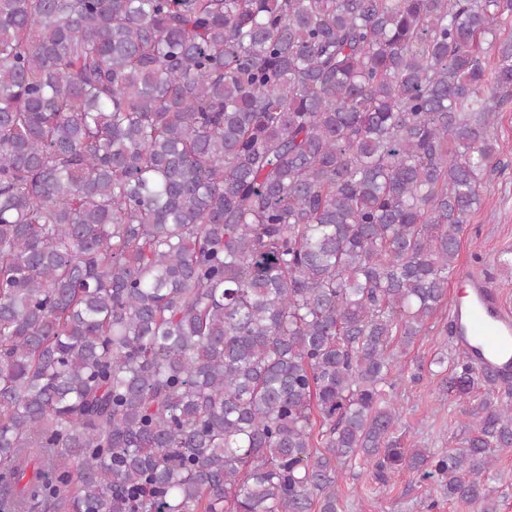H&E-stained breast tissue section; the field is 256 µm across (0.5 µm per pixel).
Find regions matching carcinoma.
<instances>
[{"instance_id":"carcinoma-1","label":"carcinoma","mask_w":512,"mask_h":512,"mask_svg":"<svg viewBox=\"0 0 512 512\" xmlns=\"http://www.w3.org/2000/svg\"><path fill=\"white\" fill-rule=\"evenodd\" d=\"M511 105L512 0H0V512H497L512 394L406 450L397 365ZM341 512H426L424 500L430 494L438 500L433 512H470L460 501H448V493L438 481H423L407 467L399 468L386 485L379 482L372 470L356 467L343 470Z\"/></svg>"}]
</instances>
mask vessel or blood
Segmentation results:
<instances>
[{"mask_svg":"<svg viewBox=\"0 0 512 512\" xmlns=\"http://www.w3.org/2000/svg\"><path fill=\"white\" fill-rule=\"evenodd\" d=\"M474 301L467 313L462 346L479 345L482 364L503 375L512 374V314L499 309L487 281L473 280Z\"/></svg>","mask_w":512,"mask_h":512,"instance_id":"vessel-or-blood-1","label":"vessel or blood"}]
</instances>
